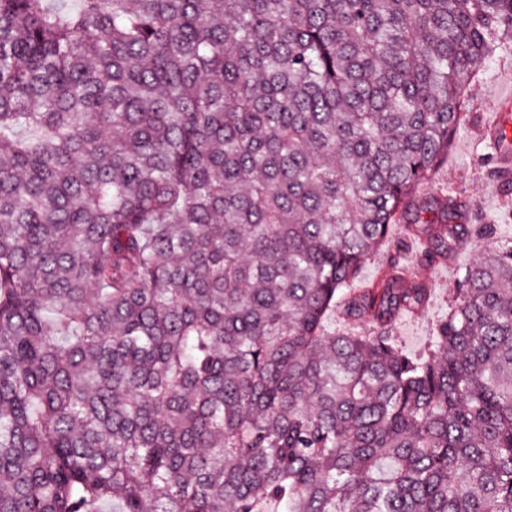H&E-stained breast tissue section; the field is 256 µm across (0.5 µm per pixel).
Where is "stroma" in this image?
<instances>
[{"mask_svg": "<svg viewBox=\"0 0 512 512\" xmlns=\"http://www.w3.org/2000/svg\"><path fill=\"white\" fill-rule=\"evenodd\" d=\"M497 117L512 128V50L497 53L486 62L467 92L464 119L447 159L416 192L424 201L446 194L468 201L471 223L494 225L493 238L471 236L447 263L428 267L419 262L422 244L408 240L405 226L399 222L390 226L382 246L361 270L360 282L375 281L387 258L397 254L408 274L429 288L427 304L394 324L397 343L408 356H418L430 346L438 323L448 314L464 269L487 256L493 245L512 244V197L502 195L499 183L491 176L499 163L486 141V130Z\"/></svg>", "mask_w": 512, "mask_h": 512, "instance_id": "obj_1", "label": "stroma"}]
</instances>
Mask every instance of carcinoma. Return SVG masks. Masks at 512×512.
Instances as JSON below:
<instances>
[{
	"label": "carcinoma",
	"instance_id": "obj_1",
	"mask_svg": "<svg viewBox=\"0 0 512 512\" xmlns=\"http://www.w3.org/2000/svg\"><path fill=\"white\" fill-rule=\"evenodd\" d=\"M511 46L512 0H0V512H512V245L419 358L427 289L354 287ZM432 206L426 263L493 235Z\"/></svg>",
	"mask_w": 512,
	"mask_h": 512
}]
</instances>
